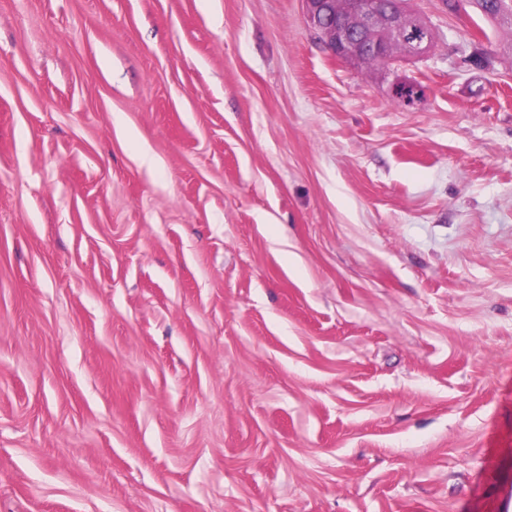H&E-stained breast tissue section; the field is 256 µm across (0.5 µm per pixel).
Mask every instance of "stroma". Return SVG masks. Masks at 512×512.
I'll return each mask as SVG.
<instances>
[{
	"label": "stroma",
	"mask_w": 512,
	"mask_h": 512,
	"mask_svg": "<svg viewBox=\"0 0 512 512\" xmlns=\"http://www.w3.org/2000/svg\"><path fill=\"white\" fill-rule=\"evenodd\" d=\"M396 105L303 0H0V512H512V28Z\"/></svg>",
	"instance_id": "35a3bbf8"
}]
</instances>
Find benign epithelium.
Returning <instances> with one entry per match:
<instances>
[{"instance_id": "7a95c632", "label": "benign epithelium", "mask_w": 512, "mask_h": 512, "mask_svg": "<svg viewBox=\"0 0 512 512\" xmlns=\"http://www.w3.org/2000/svg\"><path fill=\"white\" fill-rule=\"evenodd\" d=\"M395 7L385 13L378 0H304L309 25L325 36L328 52L346 63H354L363 48L380 53L389 48H399V58L417 60L424 57L434 43V31L426 27L422 34L407 29L404 19L419 21L408 9V0H394ZM393 76L390 94L398 96L402 88L415 87L417 83L389 66Z\"/></svg>"}]
</instances>
